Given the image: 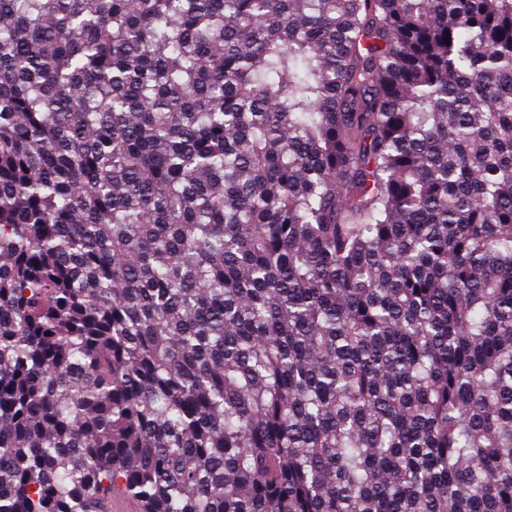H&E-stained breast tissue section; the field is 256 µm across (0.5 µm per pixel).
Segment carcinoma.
<instances>
[{"label": "carcinoma", "instance_id": "1", "mask_svg": "<svg viewBox=\"0 0 512 512\" xmlns=\"http://www.w3.org/2000/svg\"><path fill=\"white\" fill-rule=\"evenodd\" d=\"M116 487L512 512V0H0V512Z\"/></svg>", "mask_w": 512, "mask_h": 512}]
</instances>
